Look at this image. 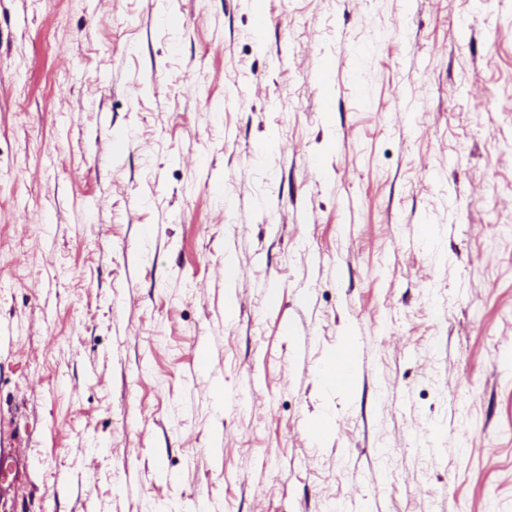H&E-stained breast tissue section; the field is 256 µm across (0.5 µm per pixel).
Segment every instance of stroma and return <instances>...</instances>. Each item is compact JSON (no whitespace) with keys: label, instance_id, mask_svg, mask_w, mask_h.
I'll return each mask as SVG.
<instances>
[{"label":"stroma","instance_id":"obj_1","mask_svg":"<svg viewBox=\"0 0 512 512\" xmlns=\"http://www.w3.org/2000/svg\"><path fill=\"white\" fill-rule=\"evenodd\" d=\"M0 269V512H512V0H0Z\"/></svg>","mask_w":512,"mask_h":512}]
</instances>
